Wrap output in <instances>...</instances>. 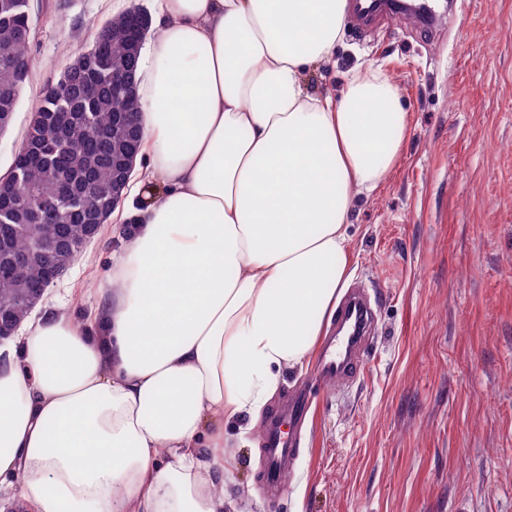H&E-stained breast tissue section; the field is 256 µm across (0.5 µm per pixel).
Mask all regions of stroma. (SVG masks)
<instances>
[{"mask_svg": "<svg viewBox=\"0 0 512 512\" xmlns=\"http://www.w3.org/2000/svg\"><path fill=\"white\" fill-rule=\"evenodd\" d=\"M452 2L433 37L402 17L346 24L336 66L308 73L338 96L349 68L380 69L408 114L395 167L350 214L348 278L376 299L378 329L352 384H316L315 354L283 369L264 414L303 385L311 398L281 496L260 489L264 423L225 424L238 512H512V0ZM120 6L154 3L30 0L33 67L1 174L47 87ZM129 230L104 224L35 313L61 300L85 321Z\"/></svg>", "mask_w": 512, "mask_h": 512, "instance_id": "stroma-1", "label": "stroma"}]
</instances>
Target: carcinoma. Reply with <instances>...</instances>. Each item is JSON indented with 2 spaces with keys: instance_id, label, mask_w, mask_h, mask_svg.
I'll return each instance as SVG.
<instances>
[{
  "instance_id": "carcinoma-1",
  "label": "carcinoma",
  "mask_w": 512,
  "mask_h": 512,
  "mask_svg": "<svg viewBox=\"0 0 512 512\" xmlns=\"http://www.w3.org/2000/svg\"><path fill=\"white\" fill-rule=\"evenodd\" d=\"M150 19L126 12L101 24L96 54L76 55L68 85L50 87L36 109L15 155L12 171L55 207L38 219L7 188H0V320L20 323L27 301L45 281L40 262L21 274L10 262L44 236L45 225L60 224L69 246L56 251L61 266L73 262L88 237L91 216L108 203L113 165L130 148L124 113L138 115L135 89L124 87L134 73L143 32ZM34 24L29 0H0V131L9 127L28 79ZM24 224V232L16 226Z\"/></svg>"
}]
</instances>
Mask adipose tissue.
<instances>
[{
  "label": "adipose tissue",
  "mask_w": 512,
  "mask_h": 512,
  "mask_svg": "<svg viewBox=\"0 0 512 512\" xmlns=\"http://www.w3.org/2000/svg\"><path fill=\"white\" fill-rule=\"evenodd\" d=\"M134 75L146 200L96 292L0 344V479L24 512H226L224 424L302 365L345 284L355 194L407 114L373 68L341 97L310 68L346 0H156Z\"/></svg>",
  "instance_id": "ef3b65f1"
}]
</instances>
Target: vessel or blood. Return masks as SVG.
Returning <instances> with one entry per match:
<instances>
[{
  "label": "vessel or blood",
  "mask_w": 512,
  "mask_h": 512,
  "mask_svg": "<svg viewBox=\"0 0 512 512\" xmlns=\"http://www.w3.org/2000/svg\"><path fill=\"white\" fill-rule=\"evenodd\" d=\"M397 0H352L350 10L360 28L379 23L388 14L398 11ZM336 331L324 340L320 373L324 380H354L364 369L363 345L375 322V312L359 289L349 288L344 301L336 311ZM307 413L303 395H295L272 415L265 438L268 450L267 481L278 483L281 473L288 467L292 447L290 428L302 425Z\"/></svg>",
  "instance_id": "vessel-or-blood-1"
}]
</instances>
